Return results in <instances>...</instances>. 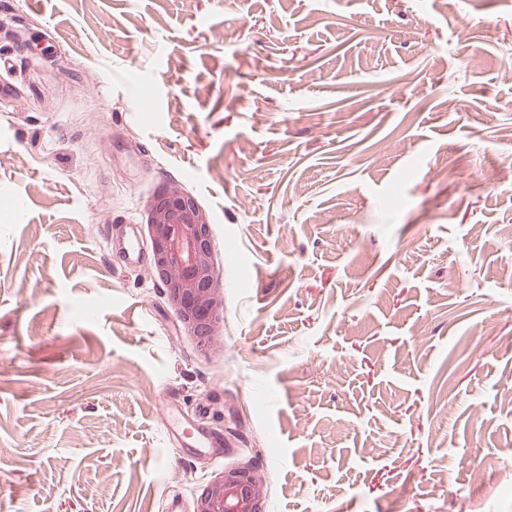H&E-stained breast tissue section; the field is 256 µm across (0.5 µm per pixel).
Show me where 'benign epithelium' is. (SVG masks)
I'll use <instances>...</instances> for the list:
<instances>
[{
  "label": "benign epithelium",
  "instance_id": "benign-epithelium-1",
  "mask_svg": "<svg viewBox=\"0 0 512 512\" xmlns=\"http://www.w3.org/2000/svg\"><path fill=\"white\" fill-rule=\"evenodd\" d=\"M145 209L153 275L183 332L206 346L224 317L210 218L175 182L151 196ZM264 502V482L246 465L226 469L209 483L196 498L193 512H263Z\"/></svg>",
  "mask_w": 512,
  "mask_h": 512
}]
</instances>
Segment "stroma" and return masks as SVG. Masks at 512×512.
Here are the masks:
<instances>
[{
	"label": "stroma",
	"instance_id": "obj_1",
	"mask_svg": "<svg viewBox=\"0 0 512 512\" xmlns=\"http://www.w3.org/2000/svg\"><path fill=\"white\" fill-rule=\"evenodd\" d=\"M0 58V512L245 463L265 512H512V456L469 475L512 449V0H0ZM172 181L209 349L152 274ZM168 387L219 448L177 458ZM145 209L153 275L183 332L207 346L224 317L210 218L175 182L151 196Z\"/></svg>",
	"mask_w": 512,
	"mask_h": 512
}]
</instances>
